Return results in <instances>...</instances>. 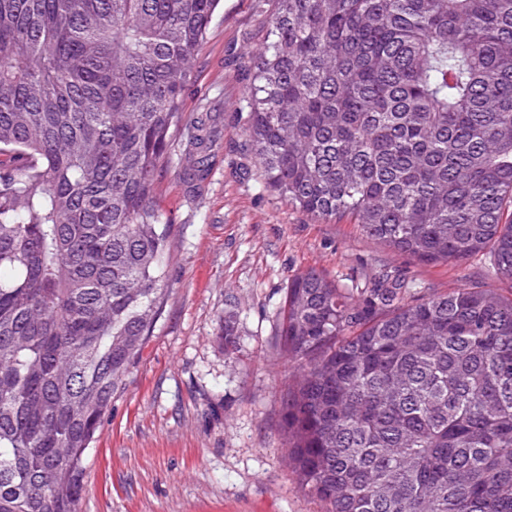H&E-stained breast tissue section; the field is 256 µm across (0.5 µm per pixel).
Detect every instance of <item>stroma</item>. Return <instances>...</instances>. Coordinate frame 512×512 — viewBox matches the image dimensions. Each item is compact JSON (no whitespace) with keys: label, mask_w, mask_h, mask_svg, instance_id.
<instances>
[{"label":"stroma","mask_w":512,"mask_h":512,"mask_svg":"<svg viewBox=\"0 0 512 512\" xmlns=\"http://www.w3.org/2000/svg\"><path fill=\"white\" fill-rule=\"evenodd\" d=\"M274 0H222L198 50L185 121L210 111V170L178 130L156 186L169 222L168 295L156 327L112 399L87 459L78 512H323L289 471L283 400L299 359L279 342L286 290L313 270L341 288L379 274L426 298L480 286L512 294L479 252L421 262L344 221H316L265 187L244 146V63L259 50ZM234 315L238 350L219 327Z\"/></svg>","instance_id":"1"}]
</instances>
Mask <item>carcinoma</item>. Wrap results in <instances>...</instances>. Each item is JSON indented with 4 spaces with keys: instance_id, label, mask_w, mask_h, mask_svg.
<instances>
[{
    "instance_id": "1",
    "label": "carcinoma",
    "mask_w": 512,
    "mask_h": 512,
    "mask_svg": "<svg viewBox=\"0 0 512 512\" xmlns=\"http://www.w3.org/2000/svg\"><path fill=\"white\" fill-rule=\"evenodd\" d=\"M219 2L0 0V512H77L168 293L155 183ZM277 4L246 69L265 186L419 260L488 249L512 280V0ZM189 143L201 179L208 118ZM406 294L288 284L293 472L326 512H512V297Z\"/></svg>"
}]
</instances>
